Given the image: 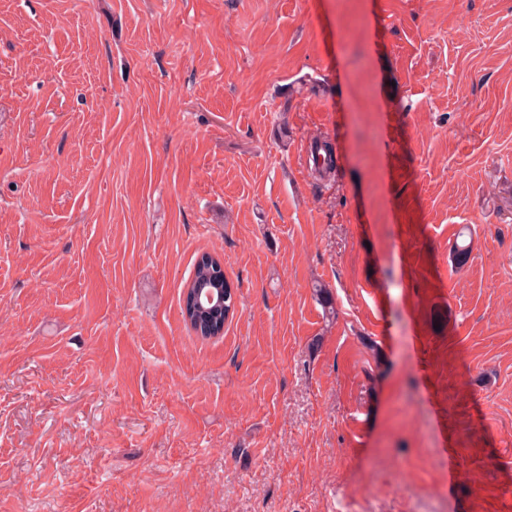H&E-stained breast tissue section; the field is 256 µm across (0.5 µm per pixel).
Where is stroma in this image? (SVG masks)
Segmentation results:
<instances>
[{
	"mask_svg": "<svg viewBox=\"0 0 512 512\" xmlns=\"http://www.w3.org/2000/svg\"><path fill=\"white\" fill-rule=\"evenodd\" d=\"M0 512H512V0H0ZM217 258L212 255H203L196 262L194 267L193 277L188 285L191 290L195 288L212 289L217 292L222 290L224 292V299L222 297H215L212 294H207L200 300H203L207 304H215L224 301V309L220 312L206 310L203 313L194 314L188 320L184 314V320L190 325L191 329L201 338L209 339L216 334V330H224V320L226 319L229 311L231 310L232 301V288L230 287L224 275H216Z\"/></svg>",
	"mask_w": 512,
	"mask_h": 512,
	"instance_id": "obj_1",
	"label": "stroma"
}]
</instances>
